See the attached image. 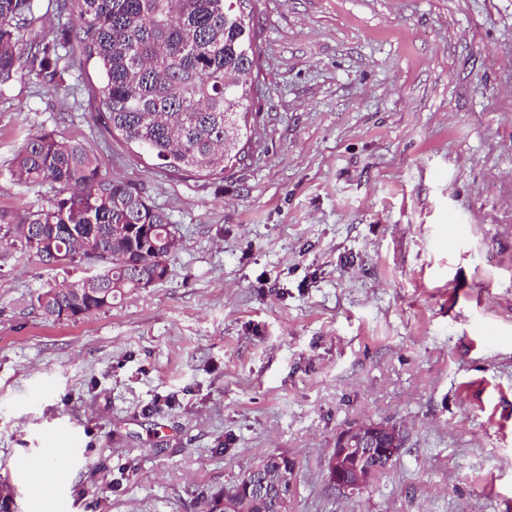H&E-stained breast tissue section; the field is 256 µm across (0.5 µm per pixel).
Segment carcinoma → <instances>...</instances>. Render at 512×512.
I'll return each mask as SVG.
<instances>
[{
	"instance_id": "1",
	"label": "carcinoma",
	"mask_w": 512,
	"mask_h": 512,
	"mask_svg": "<svg viewBox=\"0 0 512 512\" xmlns=\"http://www.w3.org/2000/svg\"><path fill=\"white\" fill-rule=\"evenodd\" d=\"M77 27L52 28L29 47L33 0H0V96L27 70L57 88L73 66L59 49L77 40L96 64L109 128L169 172L224 177L246 156L259 87L257 33L248 0H72ZM30 183L58 185L48 206L14 220L0 213V243L41 257L53 247L82 275L36 295L57 320L112 305L141 281L168 274L175 233L136 188L103 176L87 148L53 132L28 133L9 162ZM72 288H86L77 297Z\"/></svg>"
}]
</instances>
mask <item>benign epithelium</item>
<instances>
[{
  "label": "benign epithelium",
  "instance_id": "benign-epithelium-1",
  "mask_svg": "<svg viewBox=\"0 0 512 512\" xmlns=\"http://www.w3.org/2000/svg\"><path fill=\"white\" fill-rule=\"evenodd\" d=\"M383 435L395 443L403 437L399 427L384 423L362 424L342 431L326 461V478L331 487L343 494H354L384 471L393 458L394 446L375 447L377 437ZM296 468L295 460L288 459V465L264 476L263 485L292 486ZM252 492L253 484L249 480L224 487V509L252 512Z\"/></svg>",
  "mask_w": 512,
  "mask_h": 512
}]
</instances>
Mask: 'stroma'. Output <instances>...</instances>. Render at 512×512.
<instances>
[{
	"instance_id": "1",
	"label": "stroma",
	"mask_w": 512,
	"mask_h": 512,
	"mask_svg": "<svg viewBox=\"0 0 512 512\" xmlns=\"http://www.w3.org/2000/svg\"><path fill=\"white\" fill-rule=\"evenodd\" d=\"M249 156L178 175L104 123L93 63L0 97V212L27 132L89 148L175 224L169 273L72 320L63 272L0 246V498L8 512H201L260 458L288 512H512V0H253ZM24 30L75 19L34 0ZM402 426L391 466L331 488L337 435ZM67 477L37 489L31 462ZM296 468L295 460L288 457V465H281L276 471L266 474L263 479V485L265 487L283 488L287 486L290 488L294 482Z\"/></svg>"
}]
</instances>
